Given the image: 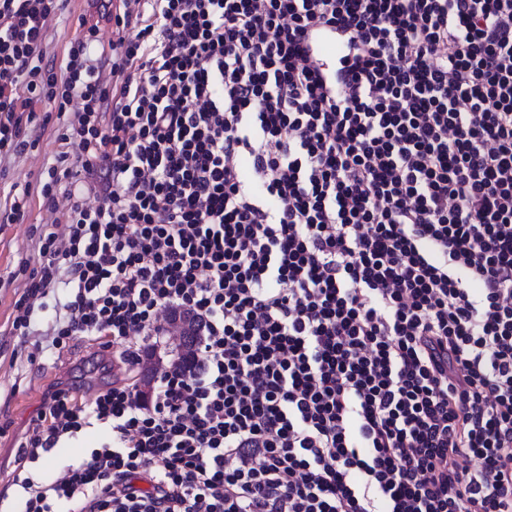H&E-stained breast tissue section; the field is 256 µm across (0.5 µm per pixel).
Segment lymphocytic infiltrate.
Returning a JSON list of instances; mask_svg holds the SVG:
<instances>
[{
	"label": "lymphocytic infiltrate",
	"instance_id": "lymphocytic-infiltrate-1",
	"mask_svg": "<svg viewBox=\"0 0 512 512\" xmlns=\"http://www.w3.org/2000/svg\"><path fill=\"white\" fill-rule=\"evenodd\" d=\"M59 8L0 0V156L53 101L99 187L12 330L64 284L54 349L199 341L151 394L52 393L23 459L112 438L13 475L25 512H512V0H122L108 84L95 24L45 65ZM188 320L189 317L187 315L176 312V315L169 319L168 332L175 345L189 356L194 351L195 344H188L185 340V330ZM111 436L104 426L95 423L84 428L73 438H65L48 459L38 463L24 464L23 475L30 474L37 481L51 482L70 464H75L89 455L92 449L99 448Z\"/></svg>",
	"mask_w": 512,
	"mask_h": 512
}]
</instances>
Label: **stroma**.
Listing matches in <instances>:
<instances>
[{"instance_id": "obj_1", "label": "stroma", "mask_w": 512, "mask_h": 512, "mask_svg": "<svg viewBox=\"0 0 512 512\" xmlns=\"http://www.w3.org/2000/svg\"><path fill=\"white\" fill-rule=\"evenodd\" d=\"M88 23L98 24V48L104 56H111L112 25L100 19L97 0H67L61 13L48 22L46 59L63 66L72 43L83 37ZM63 152L73 158L80 149L76 141L59 140L58 125L52 122L42 130L33 151L0 162V481L10 484L0 498V512L24 510L20 488L10 483L16 469L41 482L53 481L67 466L81 461L110 437L105 426L96 424L76 437L63 439L48 459L20 463L19 444L51 393L68 389L89 403L121 375L112 351L99 350L97 342L78 338L61 352L36 356L32 344H20L10 333L15 302L27 278L21 267L26 264L35 268L40 263L34 229L57 219L41 197L47 180L45 166ZM19 194L26 197L23 217L14 223L4 222L6 204Z\"/></svg>"}]
</instances>
